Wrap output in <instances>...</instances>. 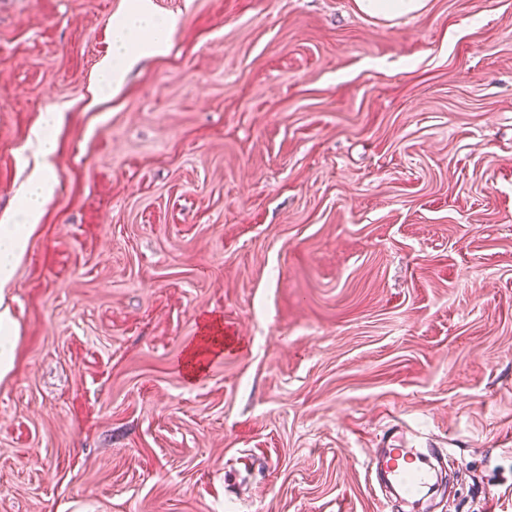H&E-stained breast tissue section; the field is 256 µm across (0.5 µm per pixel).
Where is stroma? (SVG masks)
Wrapping results in <instances>:
<instances>
[{
	"label": "stroma",
	"instance_id": "35a3bbf8",
	"mask_svg": "<svg viewBox=\"0 0 512 512\" xmlns=\"http://www.w3.org/2000/svg\"><path fill=\"white\" fill-rule=\"evenodd\" d=\"M151 2L169 50L90 109L130 0H0V213L65 109L0 512H411L391 437L443 450L431 512H512V0ZM428 0H355L360 13L372 17L393 19L396 17L421 14Z\"/></svg>",
	"mask_w": 512,
	"mask_h": 512
}]
</instances>
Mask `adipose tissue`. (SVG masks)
I'll list each match as a JSON object with an SVG mask.
<instances>
[{"label":"adipose tissue","instance_id":"obj_1","mask_svg":"<svg viewBox=\"0 0 512 512\" xmlns=\"http://www.w3.org/2000/svg\"><path fill=\"white\" fill-rule=\"evenodd\" d=\"M177 26V17L156 15L150 0H132L130 8L112 21L110 48L95 65L91 103L111 99L120 90L128 71L143 57L163 53ZM63 120L64 114L58 108L51 107L42 113L26 145L35 164L18 189L19 204L0 215V380L14 368L18 341V326L6 290L55 194L58 181L51 159L57 151L54 132Z\"/></svg>","mask_w":512,"mask_h":512}]
</instances>
